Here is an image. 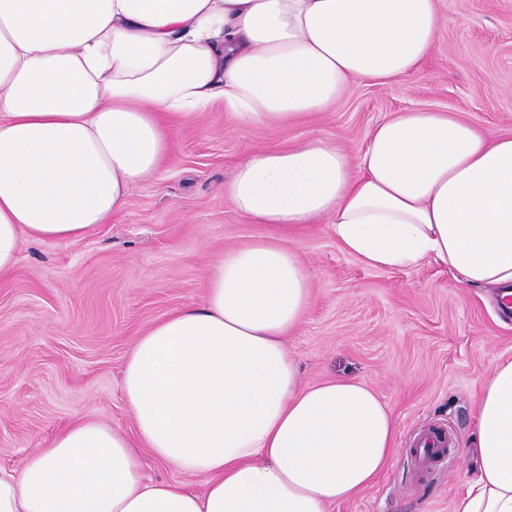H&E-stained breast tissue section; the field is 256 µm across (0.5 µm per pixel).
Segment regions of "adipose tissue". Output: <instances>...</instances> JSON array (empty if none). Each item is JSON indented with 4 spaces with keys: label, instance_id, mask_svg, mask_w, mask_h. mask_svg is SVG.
Listing matches in <instances>:
<instances>
[{
    "label": "adipose tissue",
    "instance_id": "obj_1",
    "mask_svg": "<svg viewBox=\"0 0 512 512\" xmlns=\"http://www.w3.org/2000/svg\"><path fill=\"white\" fill-rule=\"evenodd\" d=\"M443 20L440 0H0V279L23 241L111 223L215 100L246 127L304 120L353 81L416 76ZM224 195L274 234L225 250L203 304L137 338L132 432L75 420L0 473V512H329L372 485L390 408L360 381L303 384L287 344L311 279L288 238L314 220L366 266L512 287V135L452 112L390 115L355 167L319 138L251 154ZM474 442L452 512H512V358L489 369ZM140 447L178 479L146 478Z\"/></svg>",
    "mask_w": 512,
    "mask_h": 512
}]
</instances>
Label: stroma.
Instances as JSON below:
<instances>
[{
  "mask_svg": "<svg viewBox=\"0 0 512 512\" xmlns=\"http://www.w3.org/2000/svg\"><path fill=\"white\" fill-rule=\"evenodd\" d=\"M441 5L448 21L418 76L354 81L329 111L287 126L242 128L215 101L174 131L156 179L135 186L112 223L77 243L22 245L14 275L0 281L1 471H18L78 416L131 430L121 378L136 337L201 304L225 249L271 232L224 196L248 153L318 137L356 161L378 120L414 108L512 133V0ZM290 244L312 273L309 308L288 339L303 383L364 382L396 419L387 468L331 512H451L475 453L451 451L423 474L411 450L430 429L456 445L473 434L489 365L512 357V316L494 288L459 286L436 264L363 265L323 219Z\"/></svg>",
  "mask_w": 512,
  "mask_h": 512,
  "instance_id": "35a3bbf8",
  "label": "stroma"
}]
</instances>
